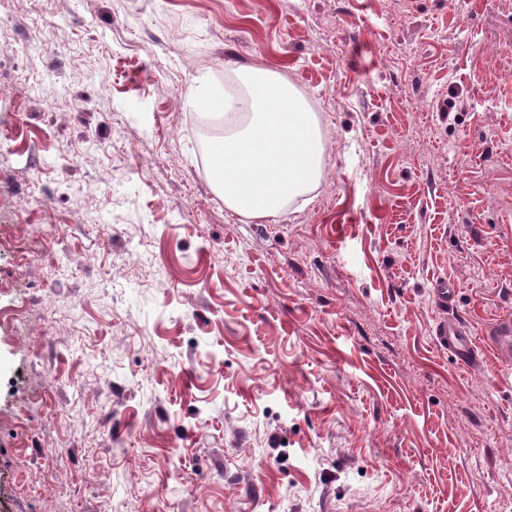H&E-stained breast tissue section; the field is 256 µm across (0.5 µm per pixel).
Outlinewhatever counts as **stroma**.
<instances>
[{
  "mask_svg": "<svg viewBox=\"0 0 512 512\" xmlns=\"http://www.w3.org/2000/svg\"><path fill=\"white\" fill-rule=\"evenodd\" d=\"M245 68L326 139L262 219ZM508 317L512 0H0V512H512ZM237 81L240 95L221 114L224 136L209 147L210 170L227 208L264 218L313 188L325 146L306 98L279 73L243 71ZM435 339L441 346L448 347V350L463 363L468 362L474 353V346L469 336L456 321H440L435 329Z\"/></svg>",
  "mask_w": 512,
  "mask_h": 512,
  "instance_id": "stroma-1",
  "label": "stroma"
}]
</instances>
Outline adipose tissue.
I'll return each mask as SVG.
<instances>
[{
	"label": "adipose tissue",
	"mask_w": 512,
	"mask_h": 512,
	"mask_svg": "<svg viewBox=\"0 0 512 512\" xmlns=\"http://www.w3.org/2000/svg\"><path fill=\"white\" fill-rule=\"evenodd\" d=\"M238 83L224 135L209 147L210 170L227 208L264 218L313 188L325 146L306 98L279 73L244 71Z\"/></svg>",
	"instance_id": "ef3b65f1"
}]
</instances>
